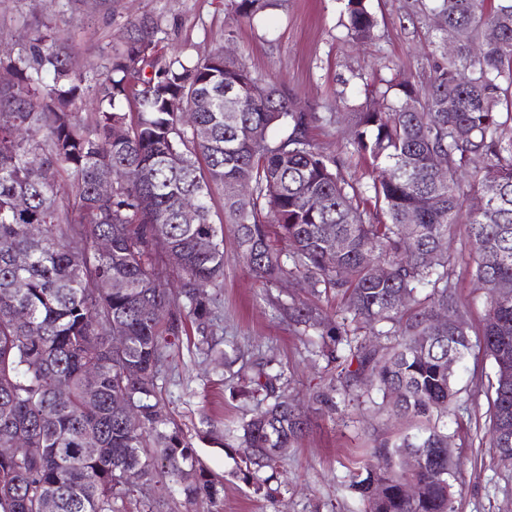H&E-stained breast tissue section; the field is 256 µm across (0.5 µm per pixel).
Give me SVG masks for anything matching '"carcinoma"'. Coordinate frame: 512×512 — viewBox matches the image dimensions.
<instances>
[{
	"instance_id": "1",
	"label": "carcinoma",
	"mask_w": 512,
	"mask_h": 512,
	"mask_svg": "<svg viewBox=\"0 0 512 512\" xmlns=\"http://www.w3.org/2000/svg\"><path fill=\"white\" fill-rule=\"evenodd\" d=\"M343 2L348 35L369 40L377 19L368 4ZM269 5L234 0V20L250 23ZM418 7L464 30L466 39L424 81L407 78L397 83L396 99L384 91L352 114V145L379 171L371 192L383 219L375 224L365 191L309 140L310 124L334 123L335 113L322 118L298 108L283 84L253 74L222 48L196 61L167 58L154 20L144 16L92 92L47 26L17 55L0 59L14 77L0 88V445L22 432L42 449L24 460L0 458V512H41L46 495L57 500V512H123L135 489L160 478L191 503L223 497V482L171 426L156 379L185 332L182 310L192 316L199 344L209 352L217 345L212 307L224 287L226 224L256 276L300 275L314 292L321 285L340 294L357 329L389 326L387 343L376 346L309 309L291 312L296 324L320 330L322 355L343 359V389L366 376L384 395L400 392L396 415L426 419L452 411L457 390L448 357L459 363L470 350L448 284L456 258L439 249L454 225L464 224L472 275L493 287L485 353L496 367L512 363V0H418ZM491 25L500 40L473 57L470 42ZM88 96L92 112L78 111ZM229 104L237 111L227 115ZM478 158L487 166L461 183ZM104 169L112 170L106 198L97 193ZM65 173L73 185L64 197L57 183ZM490 183L498 187L493 196L486 195ZM215 186L224 189L219 226L211 213ZM188 197L197 201L192 224L181 218ZM408 213L412 228L404 224ZM34 224L43 226L39 238L27 234ZM99 238L111 242L104 254ZM338 238L346 246L328 263ZM172 253L180 258L177 290L165 274ZM17 254L24 264L15 263ZM442 308L457 313V326L435 321ZM19 311L26 322L14 320ZM117 334L126 337L118 349ZM276 382L260 369L243 392L272 399L238 435L247 453L237 468L257 493L273 478L259 473L274 469L307 428ZM119 398L137 420L115 408ZM490 433L495 453L512 449V382L496 380ZM90 434L98 438L92 452L84 447ZM447 449L448 435L435 428L380 444L372 455L381 464L349 470L344 483L361 512H454ZM406 457L416 467L394 471L392 459ZM407 481L418 489L412 499L401 493Z\"/></svg>"
}]
</instances>
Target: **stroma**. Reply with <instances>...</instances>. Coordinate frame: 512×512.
<instances>
[{
  "label": "stroma",
  "instance_id": "35a3bbf8",
  "mask_svg": "<svg viewBox=\"0 0 512 512\" xmlns=\"http://www.w3.org/2000/svg\"><path fill=\"white\" fill-rule=\"evenodd\" d=\"M377 19L370 40L358 44L347 34L338 0H274L253 22H237L232 0H0V48L19 50L31 26H48L72 45L88 84L101 78L130 23L147 14L157 26L165 53L195 60L227 47L253 72L288 86L298 107L310 112H358L385 90L396 73L423 80L441 57L442 35L414 0H368ZM312 143L336 156L345 175L370 186L377 173L360 159L346 123L319 121ZM448 245L455 252L452 284L468 323L471 349L455 369L458 390L453 412L441 419L457 459L452 482L456 512H512V461L489 446V402L495 370L483 349L487 289L471 275L472 255L464 225ZM224 286L218 313L224 333L221 362L199 351L189 332L157 376L158 397L196 455L224 479L215 506H192L167 481L150 494L163 512H356L343 478L368 463L373 446L398 442L427 427L426 419L391 415L375 387L359 395L336 391L335 410L315 409L311 391L328 387L337 363L316 353L312 331L288 316L291 304L305 303L336 323L347 313L339 298L314 293L301 279L266 282L255 277L236 250L232 227L224 229ZM280 378L309 428L297 447L277 464L268 492L255 493L236 474L238 452L217 441L257 409L255 399L237 397L257 366Z\"/></svg>",
  "mask_w": 512,
  "mask_h": 512
}]
</instances>
